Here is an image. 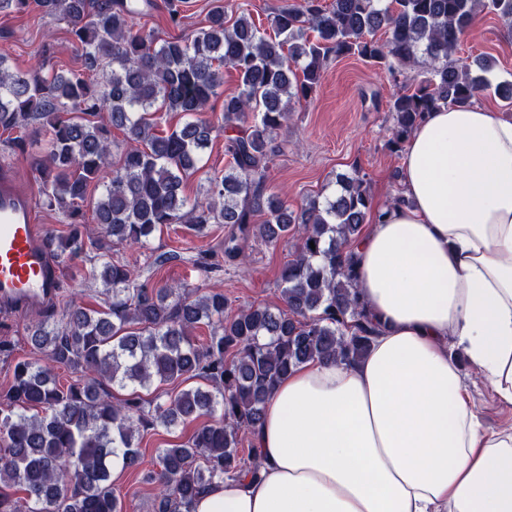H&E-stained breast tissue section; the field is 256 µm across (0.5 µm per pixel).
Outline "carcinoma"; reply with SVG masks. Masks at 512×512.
<instances>
[{"label": "carcinoma", "mask_w": 512, "mask_h": 512, "mask_svg": "<svg viewBox=\"0 0 512 512\" xmlns=\"http://www.w3.org/2000/svg\"><path fill=\"white\" fill-rule=\"evenodd\" d=\"M33 7L67 21L81 69L19 73L0 55V131L45 128L41 204L69 224L49 240L56 257L142 246L168 224L198 234L224 225L228 262L245 260L251 237L272 247L291 240L293 252L278 277L285 308L232 315L221 291L193 298L180 284H138L127 266L101 262L104 308L74 305L61 322H40L31 342L49 364L17 361L0 392V512H122L112 463L140 464L143 429L194 423L186 441L158 449L160 469L149 475L159 485L154 512H191L213 483L256 473L254 435L288 372L355 361L380 332L360 301L352 251L376 217L362 167L297 205L271 191L290 105L312 98L330 60L373 62L410 81L388 105V147L399 153L430 112L470 106L491 88L512 100V82L491 86L459 55L480 13L512 29V0H296L270 18V34L244 13L227 19L224 0H214L205 26L169 39L135 27L143 11L130 0H0V13ZM226 69L238 91L224 96L216 123L207 112ZM173 112L182 124L163 128ZM115 130L133 142L116 164ZM222 133L224 173L188 196L185 182ZM99 186L88 215L83 204ZM202 327L209 335L197 344ZM57 366L77 379L62 384ZM192 380L199 385L165 399L142 395ZM114 387L129 393L116 400Z\"/></svg>", "instance_id": "cac0c4a2"}]
</instances>
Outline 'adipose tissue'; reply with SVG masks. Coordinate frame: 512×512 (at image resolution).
Here are the masks:
<instances>
[{
    "label": "adipose tissue",
    "mask_w": 512,
    "mask_h": 512,
    "mask_svg": "<svg viewBox=\"0 0 512 512\" xmlns=\"http://www.w3.org/2000/svg\"><path fill=\"white\" fill-rule=\"evenodd\" d=\"M404 204L355 250L381 325L356 362L300 365L255 433L259 477L192 512H512V424L482 430L457 359L512 408V117L431 113L404 147Z\"/></svg>",
    "instance_id": "ef3b65f1"
}]
</instances>
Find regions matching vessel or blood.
<instances>
[{
  "mask_svg": "<svg viewBox=\"0 0 512 512\" xmlns=\"http://www.w3.org/2000/svg\"><path fill=\"white\" fill-rule=\"evenodd\" d=\"M58 268L31 195L16 181L0 184V310L26 313L58 298Z\"/></svg>",
  "mask_w": 512,
  "mask_h": 512,
  "instance_id": "b4317fda",
  "label": "vessel or blood"
}]
</instances>
